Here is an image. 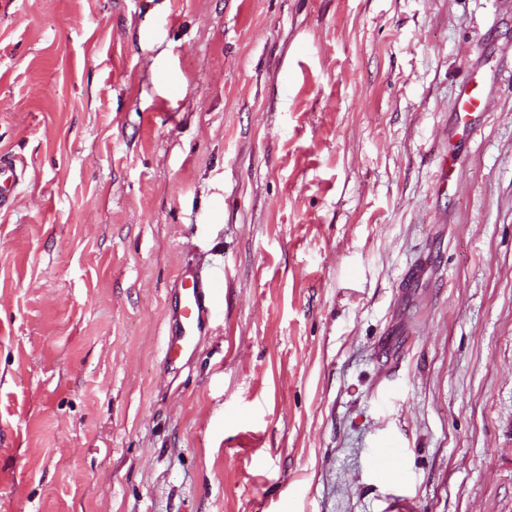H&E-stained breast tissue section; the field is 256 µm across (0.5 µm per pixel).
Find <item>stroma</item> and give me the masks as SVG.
<instances>
[{
  "label": "stroma",
  "instance_id": "35a3bbf8",
  "mask_svg": "<svg viewBox=\"0 0 512 512\" xmlns=\"http://www.w3.org/2000/svg\"><path fill=\"white\" fill-rule=\"evenodd\" d=\"M0 152V512H512V0H0ZM470 82H465L459 94L456 110L459 121L462 119V115L463 118H466L471 113L482 111L485 104L483 96L475 91L476 86L469 87ZM25 163L8 153H0V212L11 207L23 184ZM224 286V275L212 273L202 279L193 277L189 287L183 288L179 298V317L168 334L166 362L172 365L188 352L196 349L195 336L207 327L215 313L213 298Z\"/></svg>",
  "mask_w": 512,
  "mask_h": 512
}]
</instances>
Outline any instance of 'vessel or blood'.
<instances>
[{"mask_svg":"<svg viewBox=\"0 0 512 512\" xmlns=\"http://www.w3.org/2000/svg\"><path fill=\"white\" fill-rule=\"evenodd\" d=\"M485 100L474 88L466 86L460 91L457 115L467 116L481 111ZM25 176L24 162L7 153H0V211L9 209ZM224 286V276L213 273L207 277H193L179 302V317L168 334L165 359L175 361L196 348L195 337L209 324L215 313L213 298Z\"/></svg>","mask_w":512,"mask_h":512,"instance_id":"b4317fda","label":"vessel or blood"}]
</instances>
